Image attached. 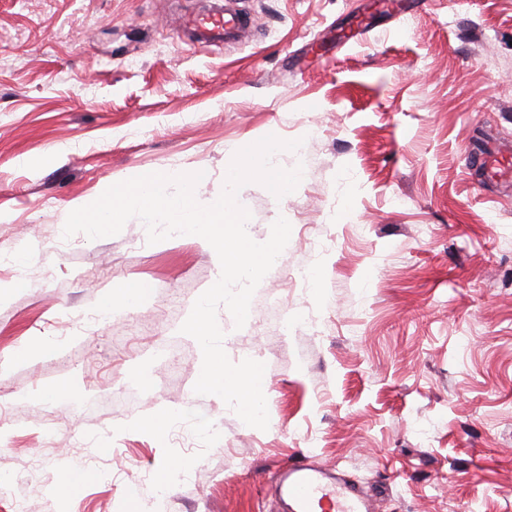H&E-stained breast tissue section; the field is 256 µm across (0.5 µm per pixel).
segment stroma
<instances>
[{"instance_id":"35a3bbf8","label":"stroma","mask_w":512,"mask_h":512,"mask_svg":"<svg viewBox=\"0 0 512 512\" xmlns=\"http://www.w3.org/2000/svg\"><path fill=\"white\" fill-rule=\"evenodd\" d=\"M366 3L236 0L248 38L201 43L224 0H0V512H126L132 487L141 512H281L303 456L378 512H512V195L471 173L484 133L512 141V0ZM271 134L302 179L238 201L254 241L280 217L290 239L243 328L218 310L230 360L266 366L263 431L194 391L180 327L214 251L63 227L136 172L202 168L218 197ZM67 461L99 478L63 500Z\"/></svg>"}]
</instances>
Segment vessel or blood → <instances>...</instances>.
I'll use <instances>...</instances> for the list:
<instances>
[{"mask_svg": "<svg viewBox=\"0 0 512 512\" xmlns=\"http://www.w3.org/2000/svg\"><path fill=\"white\" fill-rule=\"evenodd\" d=\"M193 25L210 37H232L246 24V18L238 13L221 11L193 18ZM500 150L488 147L478 156V163L488 182L512 180V168L503 163ZM280 484L288 498L291 512H374L371 500L354 486L342 479L327 480L324 470L315 468L304 460L291 462L280 475Z\"/></svg>", "mask_w": 512, "mask_h": 512, "instance_id": "1", "label": "vessel or blood"}]
</instances>
